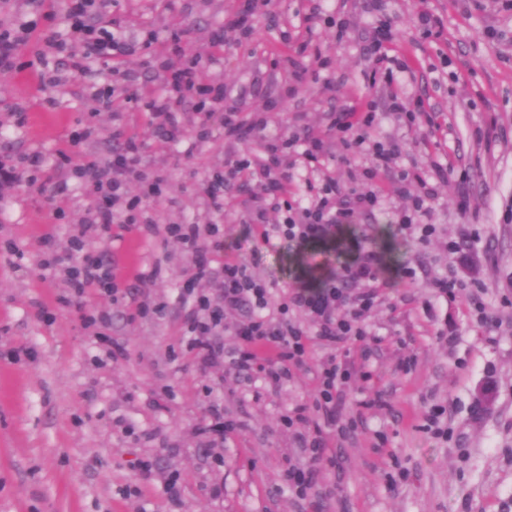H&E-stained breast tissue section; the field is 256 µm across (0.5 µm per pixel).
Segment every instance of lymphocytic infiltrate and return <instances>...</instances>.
I'll return each mask as SVG.
<instances>
[{"label":"lymphocytic infiltrate","mask_w":512,"mask_h":512,"mask_svg":"<svg viewBox=\"0 0 512 512\" xmlns=\"http://www.w3.org/2000/svg\"><path fill=\"white\" fill-rule=\"evenodd\" d=\"M66 22L69 35L54 34L48 43L51 52L65 54L72 74L81 75L91 61L109 63L119 57L137 53L139 45L127 33L123 21L107 20L100 27L87 24L86 19L95 7L96 0H66ZM163 96L148 102L149 110L162 119V127L168 138L181 133L180 103L187 98L195 99L200 111L213 112L224 100V87L220 84H202L198 81V61L190 58L181 67L167 74ZM377 120L376 113L351 111L337 113L331 126L332 136L346 146L349 159L371 154V164L364 171L367 179H376L391 163L392 152L380 144H371L369 131ZM117 146L106 166L88 161L78 169L80 178L100 191L103 207L92 212L90 223L111 232L114 222L136 223V210L141 198H123L122 188L126 181L138 176L142 147L140 142L123 132H116ZM402 189L417 188L410 210L399 213V230L418 227L421 238H429L435 232L434 225L425 221L429 202L434 193L423 174L415 168L403 170L400 177ZM124 200L122 213L111 211L108 203ZM379 202L377 193L348 194L335 180L321 183L311 203H286V215L279 224H255L253 237L270 240L278 235L291 241L306 244L321 242L335 237L343 225L353 223L356 215L373 209ZM167 236L179 240L193 249L196 255L193 277L208 281L213 269L205 259L206 230L198 224H171L166 226ZM355 257L341 272L324 279L318 286L299 284L286 291L277 307L276 314H268V290L260 280L248 274L236 259L225 258L220 295L211 298L197 296L189 314V325L195 340L192 348L201 366L207 367L224 357L223 348L215 346L211 335L222 326L224 311L250 305L251 313L235 328L237 348L232 360L235 372L259 371L267 385L277 386L290 376L291 368L301 366L308 356L307 336L315 334L322 345L333 348L339 345L366 341L370 333L365 323L366 313L380 297L386 282L381 277V257L367 238L354 239ZM73 253L82 254L79 265L71 267L67 284L70 296L79 299L99 287H115L111 272L102 268L101 259L84 257L85 245L80 239L70 243ZM353 375L351 366L328 361L320 374V388L314 398L313 415H306L298 408L281 419L285 428L293 431L306 427L313 436L304 452L308 465H293L284 474L289 491L306 494L313 489L312 473L322 466L326 458L319 432L321 423L333 416L336 398Z\"/></svg>","instance_id":"f902f5d3"}]
</instances>
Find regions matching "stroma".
Segmentation results:
<instances>
[{"mask_svg": "<svg viewBox=\"0 0 512 512\" xmlns=\"http://www.w3.org/2000/svg\"><path fill=\"white\" fill-rule=\"evenodd\" d=\"M246 4L115 0L113 14L143 49L126 58L118 78L100 62L84 76L71 75L66 60L51 63L63 84L48 111L34 61L49 31L66 30L63 0H44L38 10L31 0H0V27L40 10L55 17L53 27L38 22L20 44L19 69L0 71V161L22 176L0 188V512H512V10L503 0H266L245 33L228 20ZM318 12L344 22V39L324 23L308 24ZM423 13L441 18L439 38L421 34ZM385 17L396 22L386 52L410 63L390 84L373 77L370 61L373 27ZM187 25L191 42H171V32ZM489 29L494 38L486 37ZM305 40L323 49L328 69L297 55ZM195 49L201 81L224 87L223 110L209 117L182 104V134L172 141L144 102ZM110 85L117 109L97 110L95 90ZM130 89L140 99L126 101ZM393 91L433 112L441 148L423 146L416 126L390 111ZM17 105L27 112L22 126L12 112ZM367 105L378 114L371 141L395 152L376 183L363 176L369 156L347 164L328 132L331 113ZM226 110L250 124L233 141L222 130ZM87 126L93 136L72 144V133ZM297 129L325 141L322 163L333 179L359 193L380 192L378 209L345 226L330 249L250 237L258 199L268 202L265 223L278 224L283 195L307 196L301 168L283 191L278 173L255 164L269 142ZM118 130L143 144L142 178L128 184L127 195L161 183L160 194L144 201L157 234L116 224L106 236L87 221L99 196L73 169L107 162ZM62 152L71 163H59ZM244 158L250 167L228 177ZM447 163L455 175L438 178ZM412 166L435 189L426 221L436 231L426 242L413 230L396 233L391 222L412 205L398 180ZM209 174L226 177L220 214L199 193ZM169 224L216 225L208 239L212 267L235 256L276 298L297 277L315 285L336 273L349 257L346 240L369 236L393 283L366 316L374 342L365 350L312 342L305 365L271 387L229 365L235 326L249 314L243 306L224 314V362L200 367L181 294L195 257L164 234ZM80 235L111 261L125 290L115 296L100 289L64 306L66 256ZM452 240L460 255L449 254ZM49 252L59 262L45 269ZM405 266L416 277L401 285ZM452 271L477 282L473 299L436 298L433 280ZM157 303L165 304L163 314L152 313ZM480 308L488 323L479 321ZM116 343L123 353L114 357ZM333 356L355 373L336 404L335 425L322 427L331 462L314 472L312 493L300 496L283 473L303 462L301 443L281 418L312 404ZM487 386L494 389L488 408L479 400ZM435 403L446 408L444 440L423 428ZM215 404L239 424L224 438L212 431ZM351 420L356 430L339 437L336 424ZM143 460L150 470L140 468ZM173 478L181 486L176 499L164 492Z\"/></svg>", "mask_w": 512, "mask_h": 512, "instance_id": "stroma-1", "label": "stroma"}]
</instances>
